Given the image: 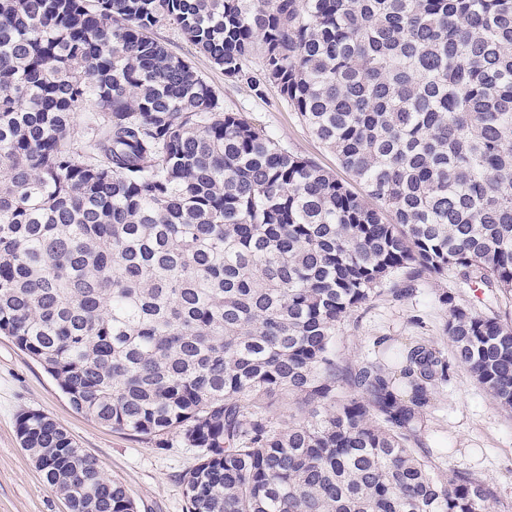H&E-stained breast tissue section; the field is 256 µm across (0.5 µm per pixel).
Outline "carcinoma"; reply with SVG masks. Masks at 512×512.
Wrapping results in <instances>:
<instances>
[{
  "label": "carcinoma",
  "mask_w": 512,
  "mask_h": 512,
  "mask_svg": "<svg viewBox=\"0 0 512 512\" xmlns=\"http://www.w3.org/2000/svg\"><path fill=\"white\" fill-rule=\"evenodd\" d=\"M450 272L485 295L439 294L451 356L343 364L341 322ZM0 336L76 412L195 449L187 512H499L417 446L455 366L512 412V0H0ZM16 429L69 512H135L54 419ZM153 35L169 51L192 63L198 74L215 89L225 111L240 112L248 120L266 126L288 150L314 160L335 173L338 179L350 182L360 190L353 177L339 165L335 154L307 130L276 89L269 88L266 96L257 97L245 84L227 81L224 72L197 53L172 26L160 25L154 28Z\"/></svg>",
  "instance_id": "cac0c4a2"
}]
</instances>
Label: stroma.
<instances>
[{
    "mask_svg": "<svg viewBox=\"0 0 512 512\" xmlns=\"http://www.w3.org/2000/svg\"><path fill=\"white\" fill-rule=\"evenodd\" d=\"M153 35L192 63L226 111L266 126L288 150L314 160L340 180H349L335 154L307 130L276 89L258 97L245 84L226 80L223 71L172 26H158ZM445 291L457 293L468 305L476 301L474 292L458 287L451 277L420 282L412 296L401 300L387 294L374 298L337 329L336 351L344 364L354 367L373 359L377 339L385 336L399 343L425 338L447 348L446 310L437 300ZM28 410L40 411L64 426L77 445L97 459L106 478L125 486L136 512H187L182 477L195 463L193 449L174 435L160 445L77 413L42 366L4 336H0V512H68L20 445L16 418ZM424 441L440 466L470 471L486 480L506 512H512V416L486 395L465 368H456L452 380L439 388Z\"/></svg>",
    "mask_w": 512,
    "mask_h": 512,
    "instance_id": "35a3bbf8",
    "label": "stroma"
}]
</instances>
